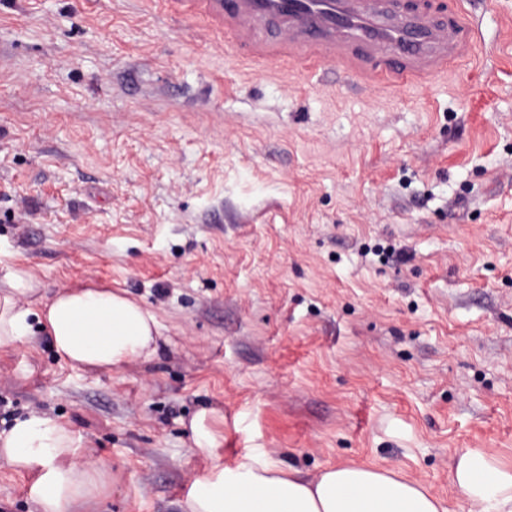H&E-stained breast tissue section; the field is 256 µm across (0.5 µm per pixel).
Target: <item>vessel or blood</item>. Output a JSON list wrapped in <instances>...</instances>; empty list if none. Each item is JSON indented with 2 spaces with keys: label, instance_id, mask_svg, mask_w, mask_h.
Instances as JSON below:
<instances>
[{
  "label": "vessel or blood",
  "instance_id": "obj_1",
  "mask_svg": "<svg viewBox=\"0 0 512 512\" xmlns=\"http://www.w3.org/2000/svg\"><path fill=\"white\" fill-rule=\"evenodd\" d=\"M224 37L259 64L340 68L390 90L447 75L475 45L468 16L437 0H202Z\"/></svg>",
  "mask_w": 512,
  "mask_h": 512
}]
</instances>
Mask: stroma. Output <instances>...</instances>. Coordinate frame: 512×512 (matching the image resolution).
<instances>
[{
	"label": "stroma",
	"instance_id": "35a3bbf8",
	"mask_svg": "<svg viewBox=\"0 0 512 512\" xmlns=\"http://www.w3.org/2000/svg\"><path fill=\"white\" fill-rule=\"evenodd\" d=\"M464 7L471 58L392 93L259 69L198 0H0V287L124 292L161 332L109 371L0 349V423L108 464L89 512H181L202 409L225 464L374 463L449 512L461 450L512 467V0ZM31 481L0 462V512Z\"/></svg>",
	"mask_w": 512,
	"mask_h": 512
}]
</instances>
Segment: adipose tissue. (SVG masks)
<instances>
[{"instance_id": "ef3b65f1", "label": "adipose tissue", "mask_w": 512, "mask_h": 512, "mask_svg": "<svg viewBox=\"0 0 512 512\" xmlns=\"http://www.w3.org/2000/svg\"><path fill=\"white\" fill-rule=\"evenodd\" d=\"M35 285L17 273L0 289V349L44 332L57 354L87 369H112L158 351L156 316L135 299L108 288L65 287L41 309L24 304ZM192 447L210 455V467L188 486L182 512H447L417 480L376 466H329L307 478L266 452L224 465L220 436L205 413L189 423ZM80 438L67 424L40 413L0 430V461L31 474L35 512H79L109 490L104 464L77 460ZM468 512H512V468L477 450L462 452L449 475Z\"/></svg>"}]
</instances>
